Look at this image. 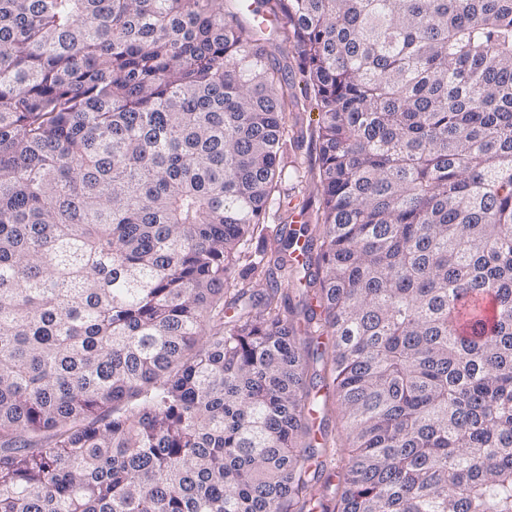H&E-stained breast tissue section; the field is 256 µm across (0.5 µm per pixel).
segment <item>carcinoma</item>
<instances>
[{
  "mask_svg": "<svg viewBox=\"0 0 512 512\" xmlns=\"http://www.w3.org/2000/svg\"><path fill=\"white\" fill-rule=\"evenodd\" d=\"M233 2L0 0V512H512V0ZM284 36L278 29L277 32L273 35V45H269L267 47L268 51L272 53L271 59H277L280 62V66L284 68L283 76L288 83V89L298 96L300 94V87H302V83H300L301 76L299 74V60L291 53H287L285 51V41L283 40ZM277 60H275L277 62ZM305 112H290L288 113V129L290 135L292 132L295 136H299L302 141L301 147L295 150V155L292 151L291 159L295 160V165L299 168L300 177H290L282 184L281 193H288L291 195L288 200H285L291 204L288 205V210L294 207V205L302 202V200L308 201V207L302 215L300 223H296L292 220L291 216L288 219L290 224H315L316 211L319 207V194L314 190L311 185L312 179L308 173L310 168L317 166L318 163V126L321 116L317 109H312L309 104H306ZM292 130V131H291ZM305 175V177H303Z\"/></svg>",
  "mask_w": 512,
  "mask_h": 512,
  "instance_id": "cac0c4a2",
  "label": "carcinoma"
}]
</instances>
